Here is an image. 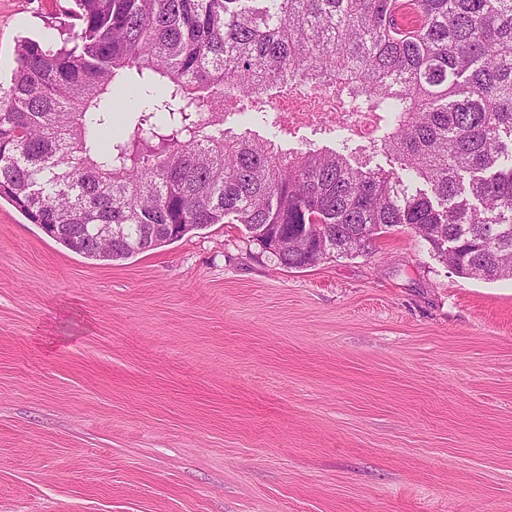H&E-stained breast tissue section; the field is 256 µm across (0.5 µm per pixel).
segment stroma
<instances>
[{
	"label": "stroma",
	"mask_w": 512,
	"mask_h": 512,
	"mask_svg": "<svg viewBox=\"0 0 512 512\" xmlns=\"http://www.w3.org/2000/svg\"><path fill=\"white\" fill-rule=\"evenodd\" d=\"M72 5L0 0V84ZM0 512H512V278L404 227L306 269L239 224L88 259L2 199Z\"/></svg>",
	"instance_id": "1"
}]
</instances>
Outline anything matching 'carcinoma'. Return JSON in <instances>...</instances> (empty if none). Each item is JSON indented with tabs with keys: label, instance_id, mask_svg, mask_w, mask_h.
I'll list each match as a JSON object with an SVG mask.
<instances>
[{
	"label": "carcinoma",
	"instance_id": "obj_1",
	"mask_svg": "<svg viewBox=\"0 0 512 512\" xmlns=\"http://www.w3.org/2000/svg\"><path fill=\"white\" fill-rule=\"evenodd\" d=\"M395 2L75 0L67 37L20 41L0 88V198L70 227L93 259L228 218L289 269L401 226L458 275L511 277L512 0H409L406 30ZM309 88L338 100L314 127L330 144L287 147L271 102ZM133 107L112 138V113ZM378 151L390 168L370 166Z\"/></svg>",
	"mask_w": 512,
	"mask_h": 512
}]
</instances>
